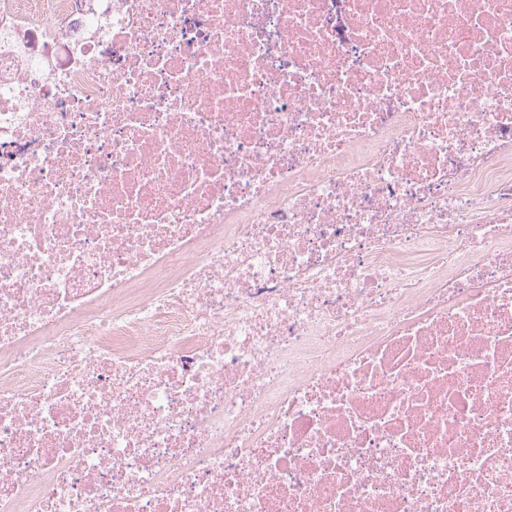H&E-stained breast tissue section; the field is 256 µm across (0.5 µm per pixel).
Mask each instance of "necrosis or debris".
Listing matches in <instances>:
<instances>
[{"instance_id": "necrosis-or-debris-1", "label": "necrosis or debris", "mask_w": 512, "mask_h": 512, "mask_svg": "<svg viewBox=\"0 0 512 512\" xmlns=\"http://www.w3.org/2000/svg\"><path fill=\"white\" fill-rule=\"evenodd\" d=\"M0 512H512V0H0Z\"/></svg>"}]
</instances>
